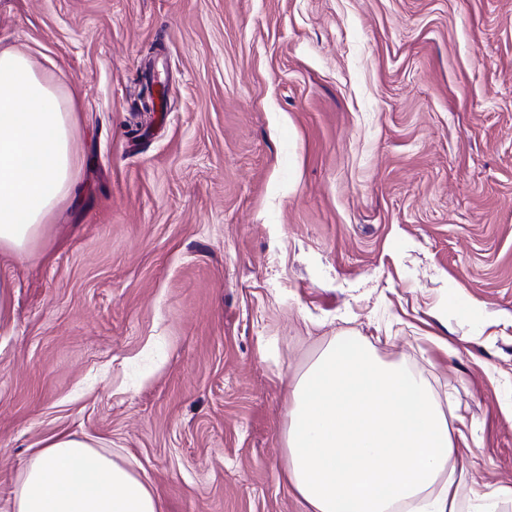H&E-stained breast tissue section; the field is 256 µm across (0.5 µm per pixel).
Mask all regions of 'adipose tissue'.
<instances>
[{
    "instance_id": "ef3b65f1",
    "label": "adipose tissue",
    "mask_w": 512,
    "mask_h": 512,
    "mask_svg": "<svg viewBox=\"0 0 512 512\" xmlns=\"http://www.w3.org/2000/svg\"><path fill=\"white\" fill-rule=\"evenodd\" d=\"M75 105L30 58L0 50V251L31 254L78 191ZM285 476L308 512H460L440 481L453 450L424 380L359 338L332 341L289 393ZM5 512H161L151 487L96 438L48 439L21 469Z\"/></svg>"
}]
</instances>
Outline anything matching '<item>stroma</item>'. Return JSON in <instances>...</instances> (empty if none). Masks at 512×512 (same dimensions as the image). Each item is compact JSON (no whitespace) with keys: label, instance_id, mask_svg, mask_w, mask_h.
<instances>
[{"label":"stroma","instance_id":"1","mask_svg":"<svg viewBox=\"0 0 512 512\" xmlns=\"http://www.w3.org/2000/svg\"><path fill=\"white\" fill-rule=\"evenodd\" d=\"M5 47L80 192L0 254V506L78 433L162 512H306L288 385L344 334L433 391L461 512L512 489V0H0Z\"/></svg>","mask_w":512,"mask_h":512}]
</instances>
